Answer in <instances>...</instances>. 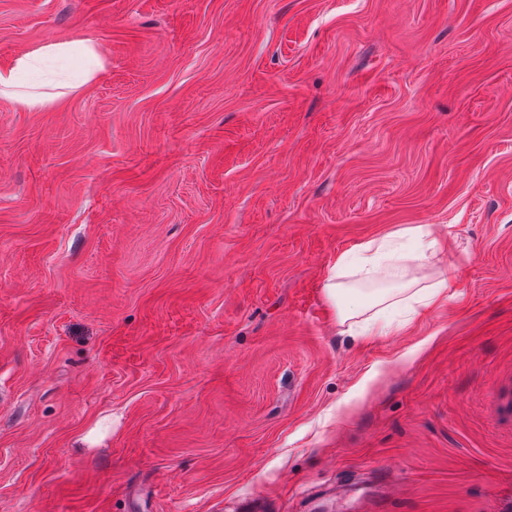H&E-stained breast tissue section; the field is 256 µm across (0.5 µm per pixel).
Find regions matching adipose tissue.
I'll return each instance as SVG.
<instances>
[{
    "label": "adipose tissue",
    "mask_w": 512,
    "mask_h": 512,
    "mask_svg": "<svg viewBox=\"0 0 512 512\" xmlns=\"http://www.w3.org/2000/svg\"><path fill=\"white\" fill-rule=\"evenodd\" d=\"M71 60L77 61L76 70H69L67 63ZM105 63L103 52L92 41L49 42L19 55L10 67L0 68V98L23 109L46 107L63 96L80 90L95 77ZM399 234L414 239L418 244L409 262L394 261L392 256L383 253L381 244L368 240L356 248L360 260L359 274L376 279L401 277L407 265H420L430 254L448 243L443 231L429 224L403 228ZM349 272L346 258L337 257L329 290L340 301L338 314L344 322L358 317L361 309L386 303L426 306L442 303L447 299L442 283L438 282L416 290L408 287L381 289L366 295L362 308L352 309L342 304L343 298L353 293L352 288L343 282Z\"/></svg>",
    "instance_id": "adipose-tissue-1"
}]
</instances>
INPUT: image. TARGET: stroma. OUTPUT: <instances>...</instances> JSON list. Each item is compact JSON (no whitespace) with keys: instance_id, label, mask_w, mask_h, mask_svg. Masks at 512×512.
<instances>
[{"instance_id":"stroma-1","label":"stroma","mask_w":512,"mask_h":512,"mask_svg":"<svg viewBox=\"0 0 512 512\" xmlns=\"http://www.w3.org/2000/svg\"><path fill=\"white\" fill-rule=\"evenodd\" d=\"M77 40L0 100V512H512V0H0ZM418 224L447 301L351 333ZM79 63L75 71L67 61ZM106 58L90 40L49 42L15 58L8 68H0V98L22 109L49 106L69 93L80 90L104 67ZM39 75V84L30 78ZM391 236H408L417 242L418 248L410 257L405 255L394 257L383 253L381 251L382 244H379L376 240L362 242L355 248L360 260V267L355 271L349 269L345 254L337 257L329 278L331 281L329 290L330 294L336 297V305L342 324L358 317L365 310L385 303L389 305L405 303L411 309H415L413 304L426 306L432 303H442L448 299L443 287L446 279L413 291L411 283H409L405 288L380 289L371 294L362 293L360 289L348 287L340 281L350 273L376 279L402 277L408 267L401 261L409 259L414 266H421V262L427 260L429 254L433 255L441 246L448 245V238H446L443 231L439 227L429 224L403 228L393 232ZM392 262L395 263L387 267ZM335 279L336 282H334ZM349 295H361L365 298V301L363 304L359 303L355 309H350L341 303L342 299Z\"/></svg>"}]
</instances>
